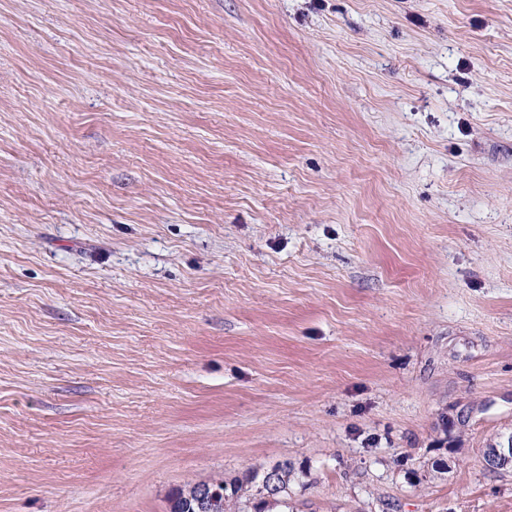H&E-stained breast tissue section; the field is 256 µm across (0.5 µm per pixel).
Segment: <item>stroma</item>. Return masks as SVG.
<instances>
[{
	"label": "stroma",
	"mask_w": 512,
	"mask_h": 512,
	"mask_svg": "<svg viewBox=\"0 0 512 512\" xmlns=\"http://www.w3.org/2000/svg\"><path fill=\"white\" fill-rule=\"evenodd\" d=\"M512 0H0V512H512ZM293 471V464L290 461H283L278 464L276 471L273 472L277 478L275 480L276 486L273 491L268 488L269 477L273 473H265V471H252L249 475L241 480L238 478L231 479L229 481L224 480V477L214 479L211 481H204L203 483L209 484L213 488H217L223 492L216 503L214 510L210 512H267L269 502L262 497H257L258 494L251 493L246 495L247 492L252 491L253 488L257 489L261 481L265 482L267 491L274 494L275 500L281 506H283L288 512L290 507L288 506V499H290L291 490V473ZM250 485V488L248 487ZM210 486L205 485H191L187 488L186 493L189 497H192L200 507L207 511L208 508L213 507L215 501V490H212ZM186 488L176 489L169 498V512H200L196 504L193 501H189L184 497V490ZM249 488V489H248ZM262 494L269 500H273L271 494L264 491L261 488ZM234 508V510H232ZM237 509V510H236Z\"/></svg>",
	"instance_id": "stroma-1"
}]
</instances>
